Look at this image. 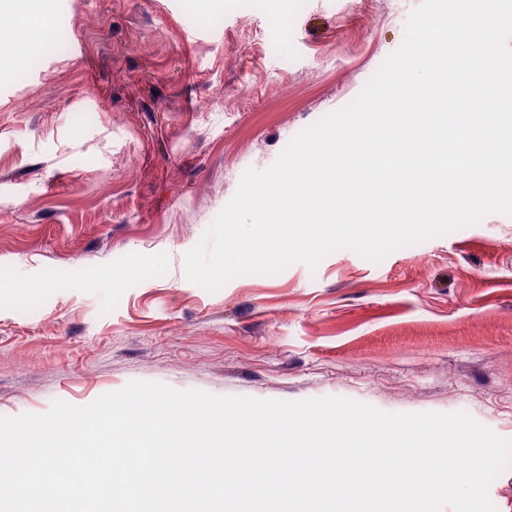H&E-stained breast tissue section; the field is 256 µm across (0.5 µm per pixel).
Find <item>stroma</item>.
Wrapping results in <instances>:
<instances>
[{
    "label": "stroma",
    "instance_id": "1",
    "mask_svg": "<svg viewBox=\"0 0 512 512\" xmlns=\"http://www.w3.org/2000/svg\"><path fill=\"white\" fill-rule=\"evenodd\" d=\"M420 0H51L0 28V417L129 381L468 412L512 439V217L210 292L184 255L348 104ZM19 25L26 30L46 37L52 28L47 12V0H27L16 9Z\"/></svg>",
    "mask_w": 512,
    "mask_h": 512
}]
</instances>
